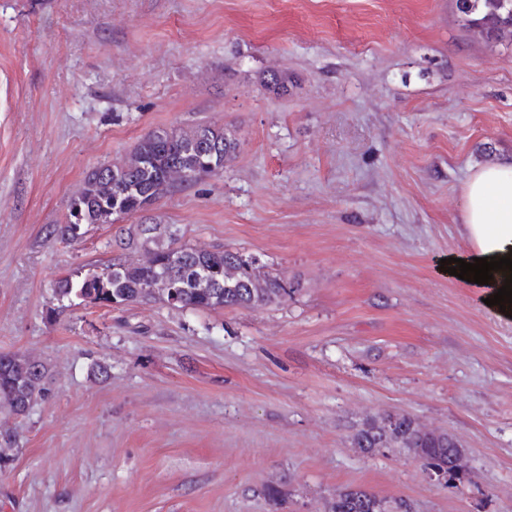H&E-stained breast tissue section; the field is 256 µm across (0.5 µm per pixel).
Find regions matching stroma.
<instances>
[{"mask_svg": "<svg viewBox=\"0 0 512 512\" xmlns=\"http://www.w3.org/2000/svg\"><path fill=\"white\" fill-rule=\"evenodd\" d=\"M288 75V92L260 85ZM217 125L223 173L117 224L48 227L144 133ZM512 157V45L454 0H0V354L49 366L0 512H329L342 489L414 512H512V319L448 277L474 165ZM256 256L281 301L59 307L64 275L141 262L139 225ZM390 413L450 433L431 481L352 436Z\"/></svg>", "mask_w": 512, "mask_h": 512, "instance_id": "stroma-1", "label": "stroma"}]
</instances>
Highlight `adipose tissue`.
<instances>
[{
  "label": "adipose tissue",
  "mask_w": 512,
  "mask_h": 512,
  "mask_svg": "<svg viewBox=\"0 0 512 512\" xmlns=\"http://www.w3.org/2000/svg\"><path fill=\"white\" fill-rule=\"evenodd\" d=\"M463 192L464 261L512 254V159L473 167Z\"/></svg>",
  "instance_id": "ef3b65f1"
}]
</instances>
